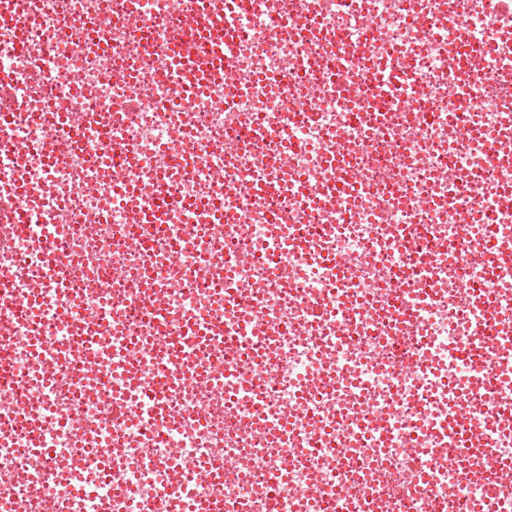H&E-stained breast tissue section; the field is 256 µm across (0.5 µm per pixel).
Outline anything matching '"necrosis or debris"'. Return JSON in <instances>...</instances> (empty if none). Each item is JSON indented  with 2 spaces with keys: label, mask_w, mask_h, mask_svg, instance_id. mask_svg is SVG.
I'll return each mask as SVG.
<instances>
[{
  "label": "necrosis or debris",
  "mask_w": 512,
  "mask_h": 512,
  "mask_svg": "<svg viewBox=\"0 0 512 512\" xmlns=\"http://www.w3.org/2000/svg\"><path fill=\"white\" fill-rule=\"evenodd\" d=\"M9 3L0 350L20 375L0 406L43 407L0 414V512H43L48 467L66 512H114L125 478L171 512L197 497L268 512L278 485L279 512L512 500L475 444L512 464L504 407L452 353L478 286L512 314V272L474 256L512 236L504 0ZM161 332L196 384H166L162 417L102 418L164 384ZM39 342L69 359L35 360ZM464 407L476 416L437 440Z\"/></svg>",
  "instance_id": "obj_1"
}]
</instances>
